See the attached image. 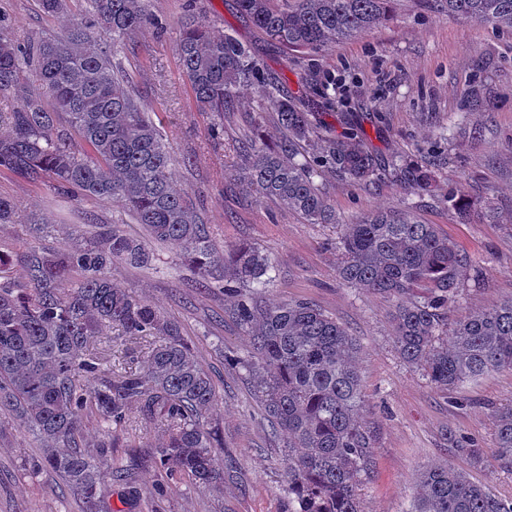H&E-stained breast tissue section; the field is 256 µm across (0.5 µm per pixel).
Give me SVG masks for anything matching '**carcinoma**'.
<instances>
[{
    "mask_svg": "<svg viewBox=\"0 0 512 512\" xmlns=\"http://www.w3.org/2000/svg\"><path fill=\"white\" fill-rule=\"evenodd\" d=\"M48 16L69 12L70 0H35ZM65 31L31 41L0 16V99L19 98L0 124V172L44 186L56 197L107 202L143 225L130 238L117 225L85 240L74 226L66 251L39 239L55 225H22L23 278L0 251V413L7 412L40 443L33 471L50 470L80 496L84 512H108L106 477L118 472L109 448L132 409L163 433L154 458L164 470L187 474L215 489L224 471L213 449L223 446L208 426L217 386L185 340L179 322L149 300L112 281L118 264L141 267L149 244L172 243L203 280L219 278L230 301L224 318L251 336L245 352L224 361L244 372L274 431L286 437L285 512H365L362 491L371 481L377 439L365 417L359 344L348 329L307 301L269 303L262 287L273 263L254 245L221 251L184 194L173 183L175 159L152 109L133 93L118 56L136 32L154 24L149 0H84ZM394 0H236L265 37L292 52L322 49L380 25ZM446 12L512 31V0H419ZM176 52L200 112L219 123L242 90L261 76V64L236 38L213 35L198 19L181 17ZM40 89L20 96L24 84ZM264 107L284 132L278 144L256 140L229 148L239 155V180L256 199L283 203L309 224H336V213L315 177L329 170L353 182L378 171L362 133L336 138L317 131L313 113L268 82ZM431 164L397 159L394 177L413 192H429ZM447 202L468 222L494 220L460 189ZM15 201L0 196V225L15 224ZM343 282L396 299L393 336L400 357L442 390L487 372L512 369V297L470 313L448 328V303L470 258L432 224L409 211L372 212L342 225L336 242ZM109 330L112 342L143 344L136 369L112 364V349L91 339ZM452 332L450 341L443 334ZM500 457L512 462V403L494 411ZM101 435L94 449L86 421ZM410 512H512L484 484L448 467L422 472Z\"/></svg>",
    "mask_w": 512,
    "mask_h": 512,
    "instance_id": "obj_1",
    "label": "carcinoma"
}]
</instances>
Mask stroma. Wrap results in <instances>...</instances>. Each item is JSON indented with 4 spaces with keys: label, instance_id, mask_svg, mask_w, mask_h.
<instances>
[{
    "label": "stroma",
    "instance_id": "stroma-1",
    "mask_svg": "<svg viewBox=\"0 0 512 512\" xmlns=\"http://www.w3.org/2000/svg\"><path fill=\"white\" fill-rule=\"evenodd\" d=\"M157 26L141 29L119 56L134 78L135 92L157 112L178 163L177 187L189 198L214 238L232 246L247 242L273 261L263 291L269 302L306 300L346 326L360 344L366 418L378 439L376 471L363 490L367 512H409L419 473L433 466L466 471L498 496L512 498V463L495 453L494 410L512 401V370H499L444 391L399 357L392 328L391 299L357 290L338 278L330 244L339 222L376 210L412 206L415 214L454 241L473 261L463 273L449 321L490 308L512 296V32L478 22L430 13L404 0L395 17L365 35L325 50L285 52L268 41L236 10L234 0H151ZM191 11L214 34H230L260 60L292 97L313 100L324 130L336 134L355 126L380 161L433 156L438 164L432 194L410 195L383 178L353 183L320 179L338 224H309L280 202L245 195L240 161L225 153L254 128L267 142L281 137L271 113H260L256 90L241 95L222 128L197 112L174 51L176 21ZM21 37L60 33L67 16L38 12L35 0H0ZM447 137H440V129ZM464 182L475 203L495 202L499 221H462L448 206V190ZM0 195L24 213L57 227L55 247L70 243L72 225L91 230L122 223L112 205L67 202L46 190L0 173ZM137 237L141 227L122 223ZM120 287L147 298L177 319L219 390L209 416L224 438L216 449L224 487L208 491L184 475L167 477L154 459L157 432L138 424L118 431L112 456L128 479L110 480L112 512H284V439L261 420L243 372L224 360L225 350L246 351L250 338L224 321V292L194 275L177 246L155 247L148 267L116 266ZM465 440L485 451L480 465L456 449ZM39 443L12 416L0 415V512H81L77 496L63 492L51 472H30L27 461Z\"/></svg>",
    "mask_w": 512,
    "mask_h": 512
}]
</instances>
